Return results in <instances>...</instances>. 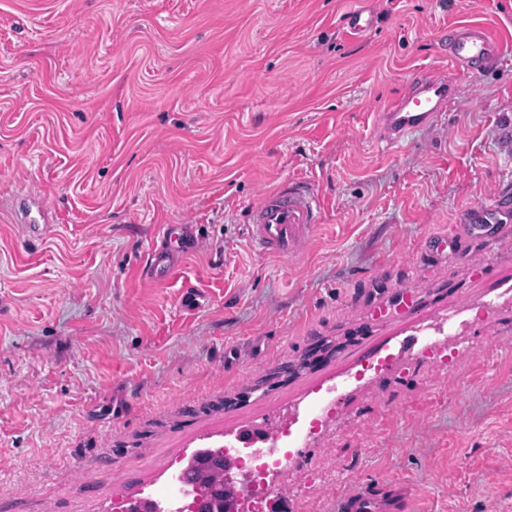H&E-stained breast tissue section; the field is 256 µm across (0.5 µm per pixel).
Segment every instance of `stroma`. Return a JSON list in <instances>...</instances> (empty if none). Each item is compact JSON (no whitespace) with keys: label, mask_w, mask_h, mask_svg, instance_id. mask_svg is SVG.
<instances>
[{"label":"stroma","mask_w":512,"mask_h":512,"mask_svg":"<svg viewBox=\"0 0 512 512\" xmlns=\"http://www.w3.org/2000/svg\"><path fill=\"white\" fill-rule=\"evenodd\" d=\"M467 24L497 63L379 140ZM289 181L323 222L260 255L247 208ZM170 224L193 241L157 277ZM430 327L454 363L412 356ZM329 389L286 512H512V0H0V512H111ZM405 499L397 491L386 495L368 489L341 496L336 501V512H403Z\"/></svg>","instance_id":"35a3bbf8"}]
</instances>
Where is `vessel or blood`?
Wrapping results in <instances>:
<instances>
[{
  "label": "vessel or blood",
  "instance_id": "vessel-or-blood-1",
  "mask_svg": "<svg viewBox=\"0 0 512 512\" xmlns=\"http://www.w3.org/2000/svg\"><path fill=\"white\" fill-rule=\"evenodd\" d=\"M451 62L454 73L418 74L408 90L389 103L377 119L383 140L395 143L415 128L437 124L453 101V77L480 68L494 60L499 48L477 26H459L452 30ZM322 211L311 187L296 182L263 195L251 208L249 237L265 255L295 257L302 253ZM405 500L399 493L386 495L362 489L339 497L336 512H404Z\"/></svg>",
  "mask_w": 512,
  "mask_h": 512
}]
</instances>
